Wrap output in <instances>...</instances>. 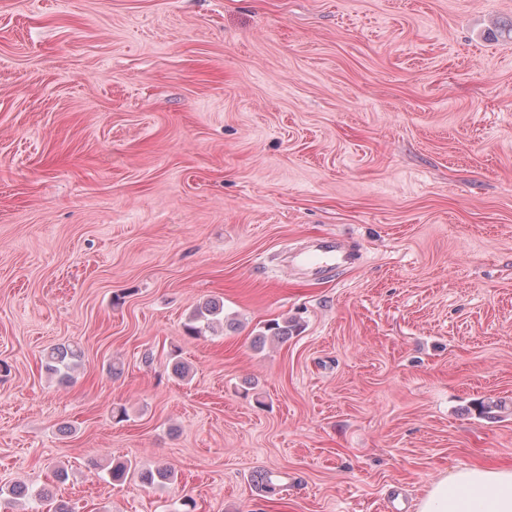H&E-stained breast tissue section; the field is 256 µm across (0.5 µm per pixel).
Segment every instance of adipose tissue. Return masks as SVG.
<instances>
[{
	"instance_id": "obj_1",
	"label": "adipose tissue",
	"mask_w": 512,
	"mask_h": 512,
	"mask_svg": "<svg viewBox=\"0 0 512 512\" xmlns=\"http://www.w3.org/2000/svg\"><path fill=\"white\" fill-rule=\"evenodd\" d=\"M418 512H512V466H476L442 473Z\"/></svg>"
}]
</instances>
